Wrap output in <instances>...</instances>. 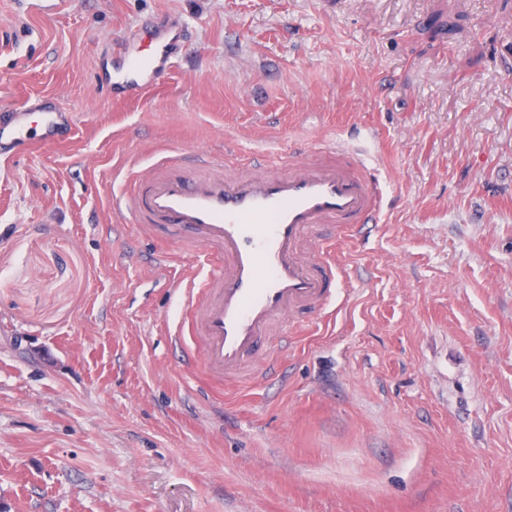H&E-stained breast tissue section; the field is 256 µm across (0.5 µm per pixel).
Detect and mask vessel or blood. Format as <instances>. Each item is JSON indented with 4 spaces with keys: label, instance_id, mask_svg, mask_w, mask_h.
Returning a JSON list of instances; mask_svg holds the SVG:
<instances>
[{
    "label": "vessel or blood",
    "instance_id": "vessel-or-blood-1",
    "mask_svg": "<svg viewBox=\"0 0 512 512\" xmlns=\"http://www.w3.org/2000/svg\"><path fill=\"white\" fill-rule=\"evenodd\" d=\"M183 49L172 37L157 40L145 57L118 48L122 67L112 83L125 96H141L165 80ZM13 114L0 148L51 146L74 124L70 112L48 101L25 102ZM322 154L277 174L255 170L234 178L201 155L163 158L112 195L115 215L161 225L170 242L189 245L192 273L170 287L182 310L171 334H190L212 375L280 370L283 358L263 355L262 340L279 325L317 324L346 278L322 227L358 239L383 213L386 185L376 166L340 144Z\"/></svg>",
    "mask_w": 512,
    "mask_h": 512
}]
</instances>
